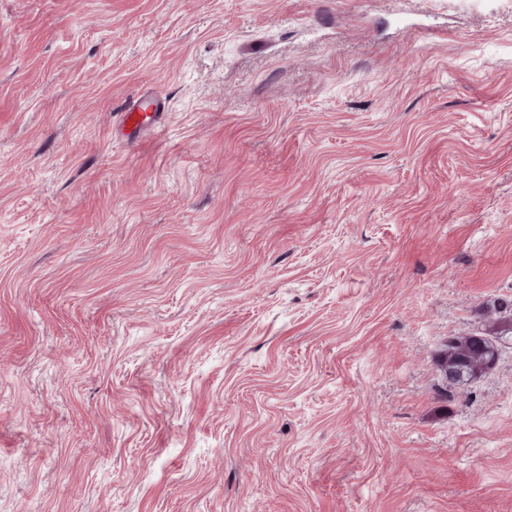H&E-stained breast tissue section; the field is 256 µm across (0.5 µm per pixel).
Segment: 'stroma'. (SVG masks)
Listing matches in <instances>:
<instances>
[{
    "mask_svg": "<svg viewBox=\"0 0 512 512\" xmlns=\"http://www.w3.org/2000/svg\"><path fill=\"white\" fill-rule=\"evenodd\" d=\"M497 298L512 0H0V512H512ZM154 112L150 117V120L146 122L147 116L140 112V99H137L131 105H129L123 112H120V123L131 124L135 127H141L145 125H151L153 128L158 125L154 123V118L159 112L164 111L165 100L162 96L155 93L154 95ZM483 326L477 333L459 336L448 344L442 358L461 356L468 360L470 370L482 371L493 344L503 336L512 339V300L496 299L482 309ZM475 334V335H473ZM471 336H482L480 341Z\"/></svg>",
    "mask_w": 512,
    "mask_h": 512,
    "instance_id": "stroma-1",
    "label": "stroma"
}]
</instances>
